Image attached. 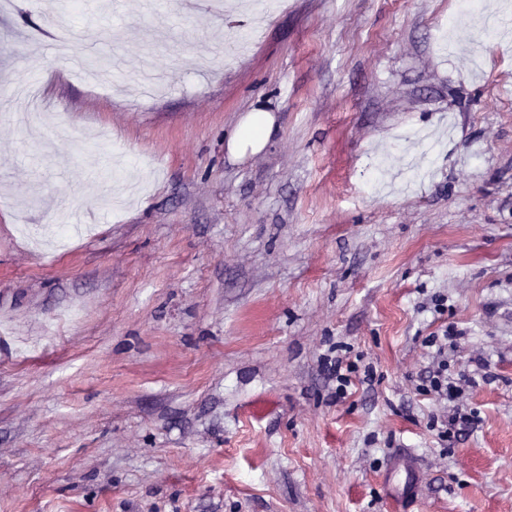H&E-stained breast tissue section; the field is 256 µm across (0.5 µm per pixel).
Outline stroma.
<instances>
[{"label": "stroma", "instance_id": "1", "mask_svg": "<svg viewBox=\"0 0 512 512\" xmlns=\"http://www.w3.org/2000/svg\"><path fill=\"white\" fill-rule=\"evenodd\" d=\"M483 2L280 0L241 53L206 5L14 0L0 93L27 72L49 133L0 120V512H512V37ZM65 35L167 82L90 86ZM445 326L449 373L489 374L449 443ZM275 118L270 112L255 109L246 114L228 140V151L235 157L260 153L274 130ZM459 337H461V333H458L453 327H446L441 337L439 335L429 336L425 342L428 347H437V362L429 376V391L446 402H455L462 396L464 386L472 385L475 382L474 378L466 373L457 374V378L448 375V340L452 345ZM356 371L353 362H345L342 358H336V363L332 368V376L336 377V396L344 397L347 387L352 383V373ZM453 413L446 415V419L441 420V426L437 428V436L441 441H447L450 437H459L461 434L471 432L479 422L477 413L473 410L462 412L457 405L453 406Z\"/></svg>", "mask_w": 512, "mask_h": 512}]
</instances>
